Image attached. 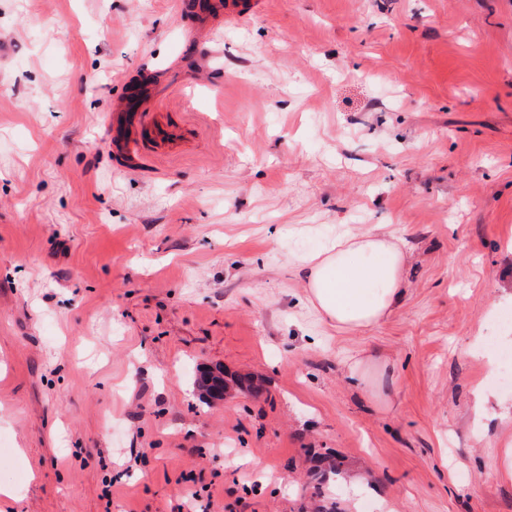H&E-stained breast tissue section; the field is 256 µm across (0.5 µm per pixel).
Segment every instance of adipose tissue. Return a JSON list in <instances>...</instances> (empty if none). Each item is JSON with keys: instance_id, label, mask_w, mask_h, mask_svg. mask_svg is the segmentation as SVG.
<instances>
[{"instance_id": "obj_1", "label": "adipose tissue", "mask_w": 512, "mask_h": 512, "mask_svg": "<svg viewBox=\"0 0 512 512\" xmlns=\"http://www.w3.org/2000/svg\"><path fill=\"white\" fill-rule=\"evenodd\" d=\"M399 242L374 231H350L309 255L300 266L309 306L328 325L362 329L399 303L406 287Z\"/></svg>"}]
</instances>
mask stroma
<instances>
[{"mask_svg":"<svg viewBox=\"0 0 512 512\" xmlns=\"http://www.w3.org/2000/svg\"><path fill=\"white\" fill-rule=\"evenodd\" d=\"M236 2L0 0V512H512V0ZM144 75L183 141L130 163ZM357 227L407 287L335 329L299 267ZM144 112H133L126 99L112 113L110 118V140L112 149L134 160L140 143L160 142L177 145L182 139V132L174 126H164L149 122Z\"/></svg>","mask_w":512,"mask_h":512,"instance_id":"stroma-1","label":"stroma"}]
</instances>
